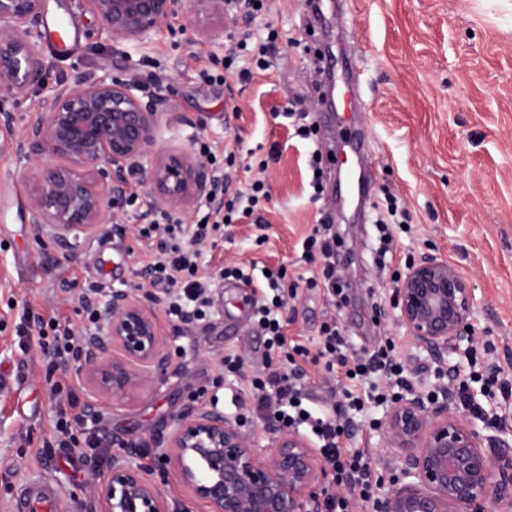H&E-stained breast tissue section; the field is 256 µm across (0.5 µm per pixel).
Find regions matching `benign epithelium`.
<instances>
[{"mask_svg":"<svg viewBox=\"0 0 512 512\" xmlns=\"http://www.w3.org/2000/svg\"><path fill=\"white\" fill-rule=\"evenodd\" d=\"M112 41L150 40L189 3L209 20L201 36L224 26L225 0H80ZM45 0H0V100L20 101L44 85L48 64L38 33ZM170 96L147 93L137 76L86 74L59 85L32 107L16 143L34 181L31 221L68 243L112 223L136 172L151 196L147 215L189 208L209 194L212 176L188 151L156 149ZM155 298L114 290L96 333L83 337L77 371L95 396L122 397L144 387L168 364ZM471 278L440 251L410 261L392 289L391 308L413 344L448 374L434 393L396 396L384 422L399 472L380 479L373 512H512V425L484 435L456 406L457 366L446 355L468 353L476 308ZM269 448L255 447L241 424L198 406L175 420L167 444L155 450L160 467L176 471L210 512H323L326 466L307 438L270 415L262 422ZM97 484L101 512H171L155 471L121 443Z\"/></svg>","mask_w":512,"mask_h":512,"instance_id":"7a95c632","label":"benign epithelium"}]
</instances>
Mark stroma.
<instances>
[{"label":"stroma","instance_id":"35a3bbf8","mask_svg":"<svg viewBox=\"0 0 512 512\" xmlns=\"http://www.w3.org/2000/svg\"><path fill=\"white\" fill-rule=\"evenodd\" d=\"M346 9L347 28L333 31L332 39L356 60L365 133L378 165L374 192L394 194L411 215L407 231L395 232L394 258L383 269L372 258L373 213L357 222L337 212L336 172L329 163L322 198L312 201V145L273 115L277 108L312 114L324 109V95L312 81V59L304 52L321 33L303 21L305 0H264L256 17L225 20L214 40L196 33L204 19L184 13L147 43L127 45L114 43L74 0H46L45 21L70 19L77 28L67 46L54 49L48 39L40 41L48 87L74 84L84 73L147 78L171 97L159 147L191 151L201 139L217 158L234 151L231 173L240 188L251 180L252 166L268 162L271 199L261 211L262 225L244 218L221 226L203 246L200 272L210 283L211 303L206 318L192 324L171 318L163 291L154 290L170 365L125 398L99 399L95 411L106 425L105 447L132 441L150 464L174 420L192 407L213 404L236 415L231 396L245 383L225 373V355H240L246 375L280 367L282 359L267 358L253 326L244 304L253 289L224 278L219 269L281 266L288 281H296L311 271L301 259V242L326 215L334 219L345 255L336 272L351 278L352 300L301 287L289 298L283 321L288 345L309 351L300 365L316 405L335 402L336 379L310 359L320 347L323 323L332 319L358 355L394 344L400 362L416 358L426 367L413 379L414 388L430 391L440 384L431 357L412 344L389 308L406 256L432 248L459 265L475 288V341L459 362L462 375L472 365H491L512 387V0H347ZM272 31L278 37L269 69H251L243 53L235 67L250 68V77L227 76V55L242 34L262 40ZM233 105L239 114L230 119L226 110ZM31 118L27 100L0 114V371L18 382L17 388H0V512H14L18 492L43 483L57 488L60 512H100L94 479L108 464L88 447H52L57 406L46 355L37 335H21L20 328L54 318L83 333L88 320L80 296L89 283L102 284L108 295L146 281V267L159 251L157 242L138 235L151 198L139 175H130V200L117 220L80 241L77 259H69V245L32 224L33 185L17 174L15 144ZM262 232L267 239L260 244ZM385 413L382 406L366 407L346 441L348 448L371 454L378 475L398 465L372 426Z\"/></svg>","mask_w":512,"mask_h":512}]
</instances>
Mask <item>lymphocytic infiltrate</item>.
I'll return each mask as SVG.
<instances>
[{"mask_svg": "<svg viewBox=\"0 0 512 512\" xmlns=\"http://www.w3.org/2000/svg\"><path fill=\"white\" fill-rule=\"evenodd\" d=\"M231 177L226 173L215 174L209 196V215L196 224L177 222L160 223L151 221L143 225L139 233L149 238L160 236V255L147 268L150 285L163 289L168 300V312L180 320L202 317L209 303V285L198 275L200 256L199 247L207 237L209 224H223L225 219H233L246 212L256 210L261 200L269 199V188L264 180L252 182L247 190H235L231 187ZM302 256L306 262L322 259L320 274L311 275L304 280L307 288H332L336 285V238L327 224L315 225L311 234L303 243ZM285 269L266 274L265 279L272 298L255 302L253 314L259 331L267 337L268 351H285L288 363L287 372L272 370L267 375L252 377L249 381L248 396H236L238 407H245L247 399H254L258 409L280 414L282 422L290 427L304 425L315 430L320 449L332 470L333 480L345 486L349 492L358 493L361 499H369L372 494L371 465L369 458L362 452L352 456H343L340 439L351 435L352 422L347 419V410H362L364 400L351 390L352 381H365L372 374L382 372L395 375L398 370L393 347L380 348L370 359L352 357L348 343L336 324H325L322 329L324 348L318 356L324 361L328 374L344 372L349 381L342 387V402L332 410L316 409L307 406L308 394L304 385V370L297 365V356L303 355L301 346H287L279 313L286 305ZM39 337H52L53 345L46 365L47 376L66 371L71 359L77 358L80 340L72 329L59 324L51 330H39ZM65 410L59 411L54 428L58 433V447L68 448L86 442L88 447H99L100 441L95 435H87L78 440L69 428L71 421H82L89 409L83 404L75 388L66 390Z\"/></svg>", "mask_w": 512, "mask_h": 512, "instance_id": "lymphocytic-infiltrate-1", "label": "lymphocytic infiltrate"}]
</instances>
